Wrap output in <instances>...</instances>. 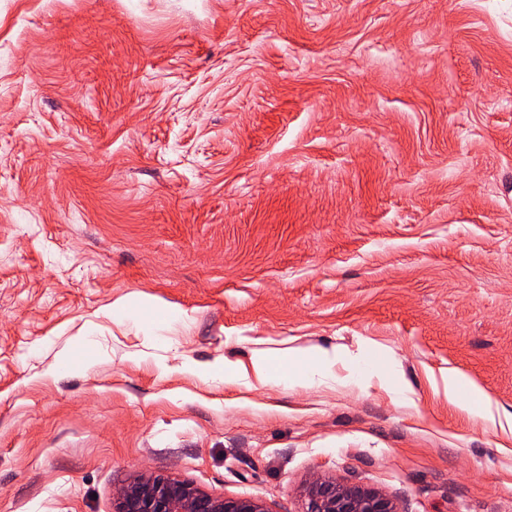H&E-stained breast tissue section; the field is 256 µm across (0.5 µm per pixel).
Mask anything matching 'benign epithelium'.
Segmentation results:
<instances>
[{"mask_svg": "<svg viewBox=\"0 0 512 512\" xmlns=\"http://www.w3.org/2000/svg\"><path fill=\"white\" fill-rule=\"evenodd\" d=\"M114 512H270L253 498H227L177 478L142 473L115 492ZM298 512H401L397 500L359 483L316 476Z\"/></svg>", "mask_w": 512, "mask_h": 512, "instance_id": "7a95c632", "label": "benign epithelium"}]
</instances>
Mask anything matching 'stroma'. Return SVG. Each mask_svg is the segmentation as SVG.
<instances>
[{"label":"stroma","mask_w":512,"mask_h":512,"mask_svg":"<svg viewBox=\"0 0 512 512\" xmlns=\"http://www.w3.org/2000/svg\"><path fill=\"white\" fill-rule=\"evenodd\" d=\"M144 472L512 512V0H0V512ZM337 356L338 353L336 352V349H333L332 352L328 350H320L316 354V358L319 362L308 367L303 374H296L291 368V363L284 362L280 372L275 376V378L282 381L288 380L289 384H311L317 377L321 380L322 378H327L329 376L330 368L335 364ZM448 396L458 399L465 412L475 418H484L489 412L490 402L484 393L454 372L448 373Z\"/></svg>","instance_id":"stroma-1"}]
</instances>
